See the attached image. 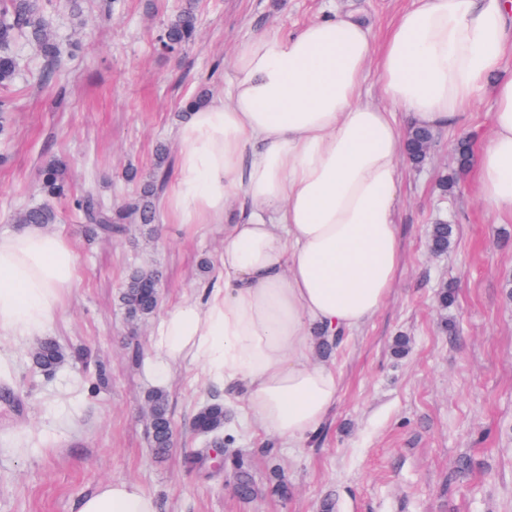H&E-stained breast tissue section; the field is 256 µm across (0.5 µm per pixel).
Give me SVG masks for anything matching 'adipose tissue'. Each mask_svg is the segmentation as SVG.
Listing matches in <instances>:
<instances>
[{"instance_id": "1", "label": "adipose tissue", "mask_w": 512, "mask_h": 512, "mask_svg": "<svg viewBox=\"0 0 512 512\" xmlns=\"http://www.w3.org/2000/svg\"><path fill=\"white\" fill-rule=\"evenodd\" d=\"M512 0H416L380 50L369 26L336 13L242 41L227 92L175 128L180 146L164 217L224 227L205 300L161 317L154 373L203 365L266 436L300 446L337 397L319 342L359 330L380 310L400 260L396 224L404 134L453 125L485 90L492 131L476 172L479 199L512 213ZM376 60L378 100L363 87ZM243 193L247 204L231 211ZM77 278L67 239L38 224L0 236V337L40 335ZM78 512H159L139 484L115 479Z\"/></svg>"}]
</instances>
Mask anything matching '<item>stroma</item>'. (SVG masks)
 Segmentation results:
<instances>
[{
  "label": "stroma",
  "mask_w": 512,
  "mask_h": 512,
  "mask_svg": "<svg viewBox=\"0 0 512 512\" xmlns=\"http://www.w3.org/2000/svg\"><path fill=\"white\" fill-rule=\"evenodd\" d=\"M200 18L195 39L175 56L155 48L163 24L186 2ZM413 0H86L82 17L65 0L47 16L67 54L52 83L25 40L8 123L0 135V234L14 215L41 203L40 168L65 157L73 191L93 183L112 207L127 203L152 173L158 147L177 163L178 115L199 92L215 94L233 76L244 39L288 31L333 8L355 11L381 44ZM494 103L483 96L463 124L435 130L421 166L405 165L396 213L401 255L394 286L377 315L329 354L336 408L319 435L269 454L266 435L226 423L256 492L241 499L230 469H214L207 438L189 423L224 389L200 366H173L167 382L151 367L157 318L131 320L119 302L129 273L157 270L160 311L203 295L224 229L186 231L171 221L143 230L115 225L87 232L66 202L49 229L64 233L78 279L44 332L68 354L52 372L33 362L32 343L0 338V512H77L79 500L113 479L136 481L159 512H512V218L474 193L475 167L457 172L454 147L467 134L480 152ZM455 178L441 192V176ZM453 225L447 252L431 253V225ZM453 285L455 298L439 293ZM406 338V356L394 353ZM164 389L175 442L155 454L148 397ZM291 494L273 493L275 477Z\"/></svg>",
  "instance_id": "stroma-1"
}]
</instances>
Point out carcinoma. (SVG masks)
<instances>
[{
	"label": "carcinoma",
	"instance_id": "1",
	"mask_svg": "<svg viewBox=\"0 0 512 512\" xmlns=\"http://www.w3.org/2000/svg\"><path fill=\"white\" fill-rule=\"evenodd\" d=\"M199 17L190 3L173 14L164 24L157 37L158 49L167 54L182 50L196 37ZM23 34L37 47L44 57L42 81L52 82L64 58L59 42L54 37L48 18L44 15L40 0H0V107L7 108L10 101L3 96L17 72V59L10 46L17 34ZM433 140V133L427 128H416L409 133V142L415 148L409 151L412 162L424 159L425 147ZM70 167L61 157L49 160L39 171L40 190L45 202L21 209L15 216L18 224H50L54 211L50 204L53 199L64 198L70 208L85 221L91 234H112V225L131 220L142 226H150L155 220L153 200L165 188L168 180V156L162 147L157 149L152 179L143 184L141 193L128 206L117 213L101 202L94 189L88 188L77 194L69 193ZM453 228L449 224H434L429 232L431 248L444 251L451 245ZM157 281V275L148 269L131 272L119 296L122 307L134 320H147L158 307L157 293L149 285ZM35 364L44 371H53L67 359V353L51 339L43 340L33 353ZM152 411V445L162 454L168 450V434L173 429L168 411V396L161 389L148 396ZM224 420V404L211 403L196 413L197 427L204 430ZM234 484L240 497L251 498L255 486L248 471L238 458H233Z\"/></svg>",
	"mask_w": 512,
	"mask_h": 512
}]
</instances>
